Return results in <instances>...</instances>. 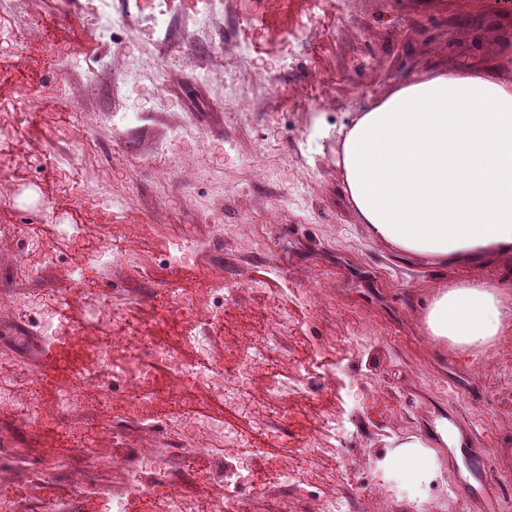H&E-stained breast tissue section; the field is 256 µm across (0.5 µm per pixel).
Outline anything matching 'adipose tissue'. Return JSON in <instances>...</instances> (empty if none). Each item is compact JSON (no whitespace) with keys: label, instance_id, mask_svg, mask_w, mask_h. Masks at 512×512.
Segmentation results:
<instances>
[{"label":"adipose tissue","instance_id":"obj_1","mask_svg":"<svg viewBox=\"0 0 512 512\" xmlns=\"http://www.w3.org/2000/svg\"><path fill=\"white\" fill-rule=\"evenodd\" d=\"M501 57L477 68L427 69L388 90L343 128L348 197L371 236L441 264L512 256V72ZM512 286L465 282L436 292L430 336L483 351L512 330ZM423 440L396 443L388 462L414 482L436 468Z\"/></svg>","mask_w":512,"mask_h":512}]
</instances>
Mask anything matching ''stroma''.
I'll use <instances>...</instances> for the list:
<instances>
[{
    "instance_id": "stroma-1",
    "label": "stroma",
    "mask_w": 512,
    "mask_h": 512,
    "mask_svg": "<svg viewBox=\"0 0 512 512\" xmlns=\"http://www.w3.org/2000/svg\"><path fill=\"white\" fill-rule=\"evenodd\" d=\"M224 0L212 24L193 28L197 0H167L169 51L159 55L157 31L144 20L153 0H110L112 38L93 34L95 0H0V121L18 125L20 143L0 139V225L34 224L52 248L60 214L82 224L81 247L116 237L129 259L86 277L111 294L114 306L137 305L152 321L151 298L176 288L206 295L214 271L240 299L224 312L222 339L246 340L255 313L284 323L308 346L334 339L315 365L329 378L321 402H303L300 423L314 427L323 407L344 413L355 432L336 459L309 463L320 493L345 492L353 512H371V490H393L392 512H482L449 494L467 476L434 437L455 415L488 450L495 481L512 487V331L481 353L435 343L426 314L438 286L497 282L512 259L488 255L440 266L398 253L361 224L338 165L340 130L387 88L436 65L477 67L512 43V0ZM250 46L247 59L233 47ZM227 77H198V61ZM331 75L324 90L305 96L314 73ZM245 94L243 112L227 101ZM137 111L132 125L122 113ZM84 115L73 126L72 113ZM74 156L61 168L60 153ZM261 159L265 177L252 161ZM133 197L135 210L116 206ZM195 240L180 264L165 253L171 238ZM55 258L15 298L61 290L71 312L89 297ZM37 310L0 309V361L11 378L18 363L39 366L34 336L24 351L9 339L34 327ZM47 372L38 395L45 423L29 428L0 414V433L30 461L52 455L55 477L36 483L25 471L10 487L49 501L83 496L97 512L95 488L121 479L109 445L83 448L64 437L66 416L55 399L84 362ZM421 438L439 467L429 484L413 487L386 466L389 447ZM96 458L87 470L88 458Z\"/></svg>"
}]
</instances>
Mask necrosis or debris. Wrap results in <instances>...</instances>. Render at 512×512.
<instances>
[{
  "label": "necrosis or debris",
  "mask_w": 512,
  "mask_h": 512,
  "mask_svg": "<svg viewBox=\"0 0 512 512\" xmlns=\"http://www.w3.org/2000/svg\"><path fill=\"white\" fill-rule=\"evenodd\" d=\"M78 230L75 224L57 227L59 251L72 257L76 270L103 268L123 259V252L111 239L90 251L74 248ZM4 246L13 254L8 271L12 281L31 277L49 260L38 247V228L34 225L15 229L1 226L0 247ZM235 298L234 289L216 288L211 304L201 313L194 298L167 290L156 305V320L161 324L179 322V339L174 344L159 340L153 327L143 324L133 312L112 310L105 294H97L95 303L88 307L86 319L101 333L94 364L75 374L60 393L58 404L69 412L96 410L102 419L93 428L72 422L68 434L91 447L105 437L121 440L125 430L133 427L150 442L149 447L133 448L114 458L122 482L102 491L103 512H129L132 500L152 496L159 489L164 492L167 512H252L258 497L273 498L274 512H349L346 496L325 497L310 491V477L287 456L261 457L259 446L268 440L277 423L276 417L264 410L267 401L288 403L305 394L316 395L320 378L293 348L289 354L298 364L294 377L278 381L265 392L252 388L249 377L278 362L267 333L216 356L211 349L212 332L222 326L224 308ZM60 301L61 295L55 291L40 300L50 315L41 328L56 351L80 340L78 327L63 322ZM186 347L197 351V358H184L182 350ZM162 369L223 400L225 408L250 423L251 433L191 413H158L162 395L157 377ZM42 383L41 372L34 368L21 370L14 378H0V409L10 410L24 424H31L38 415L36 402ZM348 435L346 419L332 413L323 418L321 434L298 437L296 444L304 456L333 457L343 452ZM174 463L212 472L224 485L223 496L201 488L193 497H186L180 486L168 479Z\"/></svg>",
  "instance_id": "necrosis-or-debris-1"
}]
</instances>
